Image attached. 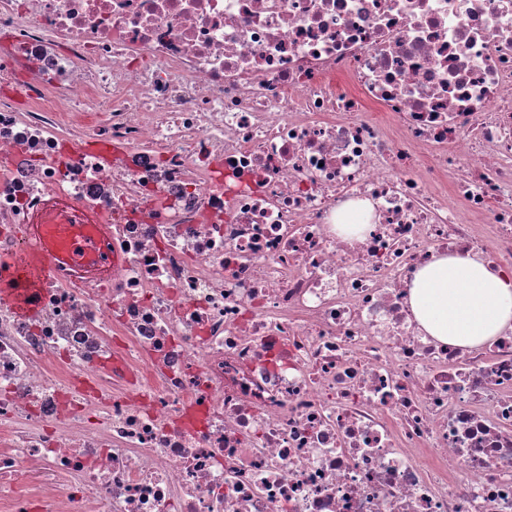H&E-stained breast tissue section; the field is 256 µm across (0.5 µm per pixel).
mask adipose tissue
<instances>
[{
	"mask_svg": "<svg viewBox=\"0 0 512 512\" xmlns=\"http://www.w3.org/2000/svg\"><path fill=\"white\" fill-rule=\"evenodd\" d=\"M409 303L427 334L476 349L512 325V276L467 254L438 255L415 274Z\"/></svg>",
	"mask_w": 512,
	"mask_h": 512,
	"instance_id": "ef3b65f1",
	"label": "adipose tissue"
}]
</instances>
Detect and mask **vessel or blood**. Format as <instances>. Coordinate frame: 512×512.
Here are the masks:
<instances>
[{"mask_svg":"<svg viewBox=\"0 0 512 512\" xmlns=\"http://www.w3.org/2000/svg\"><path fill=\"white\" fill-rule=\"evenodd\" d=\"M109 234L108 225H98L95 239L78 242L63 254L45 237L42 225H32L20 251L0 256V302L10 303L22 317H34L36 297L51 273L63 264L77 266L85 252L106 251Z\"/></svg>","mask_w":512,"mask_h":512,"instance_id":"b4317fda","label":"vessel or blood"}]
</instances>
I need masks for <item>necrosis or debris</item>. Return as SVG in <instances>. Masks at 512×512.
<instances>
[{"instance_id":"1","label":"necrosis or debris","mask_w":512,"mask_h":512,"mask_svg":"<svg viewBox=\"0 0 512 512\" xmlns=\"http://www.w3.org/2000/svg\"><path fill=\"white\" fill-rule=\"evenodd\" d=\"M0 82V254L114 255L0 303V512H512V328L408 302L512 276V0H0ZM409 303L437 340L476 349L512 325V276L470 255H438L415 274Z\"/></svg>"}]
</instances>
